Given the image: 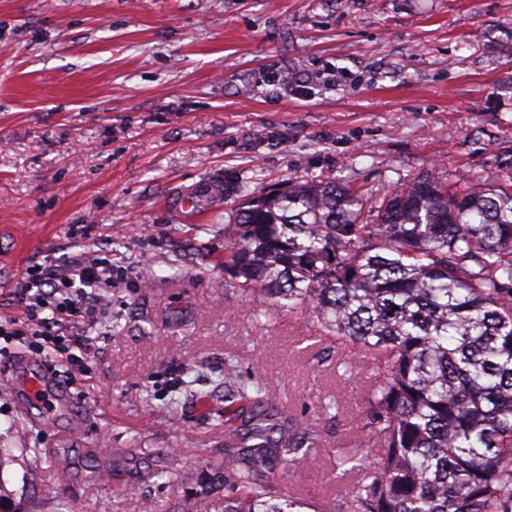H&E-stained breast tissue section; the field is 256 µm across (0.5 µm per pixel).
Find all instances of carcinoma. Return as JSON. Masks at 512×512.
Segmentation results:
<instances>
[{"instance_id": "carcinoma-1", "label": "carcinoma", "mask_w": 512, "mask_h": 512, "mask_svg": "<svg viewBox=\"0 0 512 512\" xmlns=\"http://www.w3.org/2000/svg\"><path fill=\"white\" fill-rule=\"evenodd\" d=\"M236 193L224 272L268 321L311 307L318 339L376 378L364 430L383 456L338 457L342 472L358 471L344 512H512V187L451 190L423 176L375 207L337 181ZM222 203L221 185L192 197ZM224 390L227 421L238 402L269 400L232 361ZM317 444L277 410L225 432L220 512L313 509L270 471Z\"/></svg>"}]
</instances>
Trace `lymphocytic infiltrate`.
<instances>
[{
  "label": "lymphocytic infiltrate",
  "mask_w": 512,
  "mask_h": 512,
  "mask_svg": "<svg viewBox=\"0 0 512 512\" xmlns=\"http://www.w3.org/2000/svg\"><path fill=\"white\" fill-rule=\"evenodd\" d=\"M111 286V268L96 259L75 262L63 272L45 264L31 267L16 290L24 320L0 318V355L28 329L72 377L82 376L95 343L79 329L97 325L101 292Z\"/></svg>",
  "instance_id": "obj_1"
}]
</instances>
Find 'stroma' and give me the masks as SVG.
I'll return each mask as SVG.
<instances>
[{
	"mask_svg": "<svg viewBox=\"0 0 512 512\" xmlns=\"http://www.w3.org/2000/svg\"><path fill=\"white\" fill-rule=\"evenodd\" d=\"M313 76L295 91L279 75ZM430 176L512 185V0H0V317L35 263L112 268L87 375L52 416L0 359V494L22 512H188L224 498V362L319 434L276 469L339 512L374 384L266 322L216 259L239 185ZM220 184L223 210L188 206ZM166 468L171 478L151 474Z\"/></svg>",
	"mask_w": 512,
	"mask_h": 512,
	"instance_id": "obj_1",
	"label": "stroma"
}]
</instances>
